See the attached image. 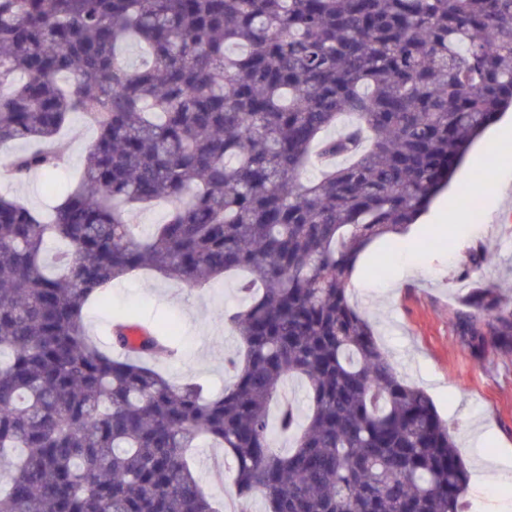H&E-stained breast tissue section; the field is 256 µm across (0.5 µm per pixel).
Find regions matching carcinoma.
<instances>
[{
    "mask_svg": "<svg viewBox=\"0 0 512 512\" xmlns=\"http://www.w3.org/2000/svg\"><path fill=\"white\" fill-rule=\"evenodd\" d=\"M510 108L512 0H0L10 176L54 172L71 117L98 132L52 221L0 193V512H218L189 462L204 440L234 460L237 512L256 493L265 512H470L448 422L348 280ZM156 202L167 217L140 239L130 208ZM490 261L470 255L457 321L471 346L511 350ZM141 270L247 273L219 396L152 367L174 354L162 325L131 346L121 313L109 350L87 334L88 301ZM293 377L296 434L289 402L269 421Z\"/></svg>",
    "mask_w": 512,
    "mask_h": 512,
    "instance_id": "cac0c4a2",
    "label": "carcinoma"
}]
</instances>
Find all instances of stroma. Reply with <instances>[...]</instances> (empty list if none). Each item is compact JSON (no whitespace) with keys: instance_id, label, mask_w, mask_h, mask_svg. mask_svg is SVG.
<instances>
[{"instance_id":"35a3bbf8","label":"stroma","mask_w":512,"mask_h":512,"mask_svg":"<svg viewBox=\"0 0 512 512\" xmlns=\"http://www.w3.org/2000/svg\"><path fill=\"white\" fill-rule=\"evenodd\" d=\"M95 136L93 127L72 118L61 134L66 149L54 177L35 173L17 182L6 175L0 177V191L45 213L49 181L79 174ZM494 146L489 155L473 143L471 154L490 157L487 172L460 165L415 234L404 243L390 238L370 243L348 285L352 302L374 326L397 372L427 391L455 432L476 422L489 431L474 452L498 458L504 467L471 477L466 492L471 512H512V351L471 350L457 325L470 290L469 280L460 276L470 251H488L492 262L483 272L485 282L512 292V190L500 188L504 173L512 172V137ZM407 267L412 276L404 275ZM236 283L229 276L189 288L151 273L130 275L113 284L108 306L87 308L85 322L104 348L110 345L107 327L117 312L135 309L147 327L171 322L180 355L157 361V368L175 382L193 380L218 394L224 389V357L237 348L219 314L239 305ZM194 468L217 503H234L230 455L220 448L195 449Z\"/></svg>"}]
</instances>
